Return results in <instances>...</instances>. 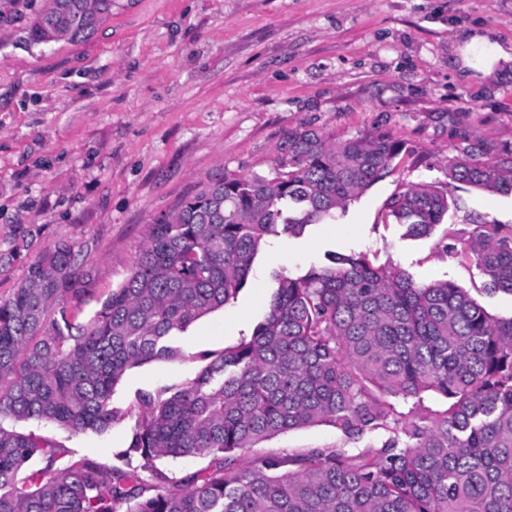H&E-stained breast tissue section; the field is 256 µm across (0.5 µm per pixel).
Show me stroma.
Segmentation results:
<instances>
[{
    "mask_svg": "<svg viewBox=\"0 0 512 512\" xmlns=\"http://www.w3.org/2000/svg\"><path fill=\"white\" fill-rule=\"evenodd\" d=\"M45 5L0 0V301L43 249L63 240L91 273L85 295L67 302L88 321L130 275L152 218L216 172H268L284 134L300 126L351 137L381 124L405 145L393 172L334 223L268 236L237 297L175 336L182 357L128 371L114 406L194 378L201 364L193 353L251 337L274 272L304 275L333 252L395 263L419 283L453 282L492 316L512 317V294L488 291L475 263L445 248L475 223L512 225V195L449 187L456 205L424 237L407 236L385 208L408 184H446L455 154L447 113L486 139L512 142V66L484 73L461 54L468 32L512 44V0H113L91 39L30 43L29 23ZM22 228L33 236L26 248ZM0 425L51 438L68 461L140 464L126 454L130 416L102 433L36 419ZM385 436L350 440L323 423L272 437L249 455L356 453Z\"/></svg>",
    "mask_w": 512,
    "mask_h": 512,
    "instance_id": "35a3bbf8",
    "label": "stroma"
}]
</instances>
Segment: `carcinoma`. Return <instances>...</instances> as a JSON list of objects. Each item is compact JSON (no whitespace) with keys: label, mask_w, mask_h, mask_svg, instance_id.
Here are the masks:
<instances>
[{"label":"carcinoma","mask_w":512,"mask_h":512,"mask_svg":"<svg viewBox=\"0 0 512 512\" xmlns=\"http://www.w3.org/2000/svg\"><path fill=\"white\" fill-rule=\"evenodd\" d=\"M112 0H48L34 44L82 42ZM446 176L512 194V143L472 127L451 131ZM402 141L375 127L347 138L288 132L266 174L218 173L148 225L130 276L85 324L65 306L90 272L59 241L0 302V420L35 418L102 433L125 373L181 349L172 337L244 287L266 237L300 235L393 170ZM448 190L411 184L387 203L406 234H431ZM458 253L491 290L512 294V226L478 222ZM270 308L251 337L202 351L182 387L137 392L128 453L154 461L207 455V466L147 494L135 470L83 458L0 425V512H512V318L492 317L450 281L418 283L396 265L341 255L299 277L274 275ZM432 391L447 408L399 424L390 397ZM328 423L355 439L394 424L381 445L272 455L241 452L272 436Z\"/></svg>","instance_id":"1"}]
</instances>
